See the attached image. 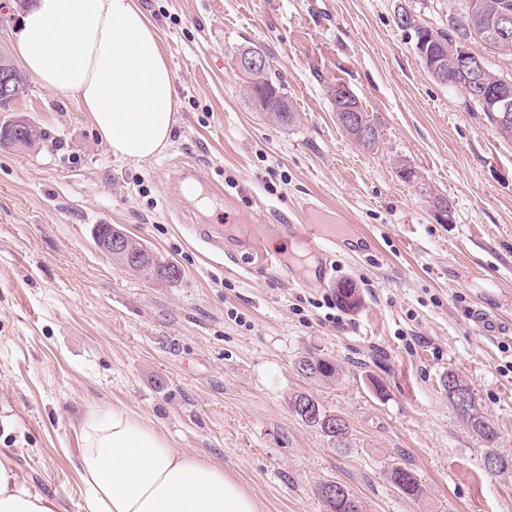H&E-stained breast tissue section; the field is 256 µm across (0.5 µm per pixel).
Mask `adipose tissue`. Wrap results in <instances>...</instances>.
Segmentation results:
<instances>
[{"mask_svg": "<svg viewBox=\"0 0 512 512\" xmlns=\"http://www.w3.org/2000/svg\"><path fill=\"white\" fill-rule=\"evenodd\" d=\"M16 53L43 88L79 101L114 156L144 160L168 145L176 123L173 78L137 0H32ZM80 432L85 512H261L233 473L174 448L125 408L89 412ZM0 512L62 507L0 461Z\"/></svg>", "mask_w": 512, "mask_h": 512, "instance_id": "adipose-tissue-1", "label": "adipose tissue"}]
</instances>
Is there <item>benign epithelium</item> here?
Masks as SVG:
<instances>
[{"instance_id":"1","label":"benign epithelium","mask_w":512,"mask_h":512,"mask_svg":"<svg viewBox=\"0 0 512 512\" xmlns=\"http://www.w3.org/2000/svg\"><path fill=\"white\" fill-rule=\"evenodd\" d=\"M440 55L433 57L429 52L418 46L417 54L421 58L423 67L428 74L439 84H448V70L443 67L446 60L451 59L455 62V68L462 77L461 83L465 88L477 95L479 99H484L480 94L491 73L486 67V57L478 55L470 50V44L466 40L453 39L448 42H440ZM266 57L261 52L244 51L236 58V67L240 72L256 73L266 67ZM20 75L14 65L0 55V99L11 100L16 97L17 84ZM331 96L336 98L337 121L356 130L357 135L369 137L370 131L361 124V108L358 105V98L351 88L338 82L331 88ZM487 107L496 109L503 113L502 121L508 122L512 116L508 112L512 110V96L506 93H498L496 97L487 103Z\"/></svg>"}]
</instances>
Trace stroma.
Instances as JSON below:
<instances>
[{
	"mask_svg": "<svg viewBox=\"0 0 512 512\" xmlns=\"http://www.w3.org/2000/svg\"><path fill=\"white\" fill-rule=\"evenodd\" d=\"M156 27L177 122L152 158L114 157L76 99L29 81L13 104L41 136L0 150V458L33 490L83 512L80 420L122 405L173 447L236 475L263 512H328L336 482L362 512H512V471L443 390L456 371L512 458V142L460 89L423 69L404 8L438 27L459 0H138ZM246 47L270 59L296 118L280 126L244 91ZM346 82L381 131L371 152L340 127ZM193 166L223 191L191 208L170 189ZM417 173L402 180L398 167ZM453 205L449 216L433 197ZM216 208L254 235L323 221L342 237L332 283L305 285L194 233ZM111 224L181 272L158 282L112 261ZM266 233V232H265ZM352 282L357 307H323ZM490 308L501 330L468 318ZM326 357L335 381L306 378ZM304 392L342 416L334 445L289 407ZM418 479L411 498L388 472ZM297 367L306 378L321 381H332L339 374L335 363L321 357H302Z\"/></svg>",
	"mask_w": 512,
	"mask_h": 512,
	"instance_id": "35a3bbf8",
	"label": "stroma"
}]
</instances>
